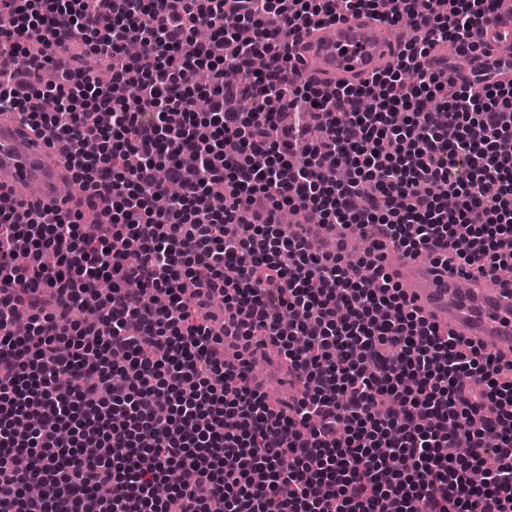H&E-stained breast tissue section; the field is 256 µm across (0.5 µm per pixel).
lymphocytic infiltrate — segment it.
<instances>
[{"instance_id": "1", "label": "lymphocytic infiltrate", "mask_w": 512, "mask_h": 512, "mask_svg": "<svg viewBox=\"0 0 512 512\" xmlns=\"http://www.w3.org/2000/svg\"><path fill=\"white\" fill-rule=\"evenodd\" d=\"M500 2L0 0V113L109 217L0 209V507L512 512V360L430 323L385 268L390 246L512 265V82L429 63L479 52ZM360 13L415 36L359 85L303 79L297 37ZM286 209L362 237L366 262ZM228 336L302 397L240 382ZM283 378L286 380L287 385L291 384V387L297 391L302 392L303 386L296 380H293L290 375H288V366L287 365H278L275 364L273 367L269 368L268 376H262L256 374L254 372L247 374V380L249 385H254L260 388L261 391L265 390V387L269 381V379H278Z\"/></svg>"}]
</instances>
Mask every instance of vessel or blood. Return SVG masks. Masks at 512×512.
<instances>
[{
	"mask_svg": "<svg viewBox=\"0 0 512 512\" xmlns=\"http://www.w3.org/2000/svg\"><path fill=\"white\" fill-rule=\"evenodd\" d=\"M474 38L483 53L469 59L468 70L482 68L487 59H501L502 48L512 45V0H503L496 21L481 26ZM298 49L305 61L304 77L323 84H359L392 64L402 47L390 25L362 16L318 26L299 39ZM71 181L69 166L45 138L0 115V187L15 205L53 203ZM395 271L409 299L430 322L512 358V290L493 277L471 283L416 258H401Z\"/></svg>",
	"mask_w": 512,
	"mask_h": 512,
	"instance_id": "obj_1",
	"label": "vessel or blood"
}]
</instances>
